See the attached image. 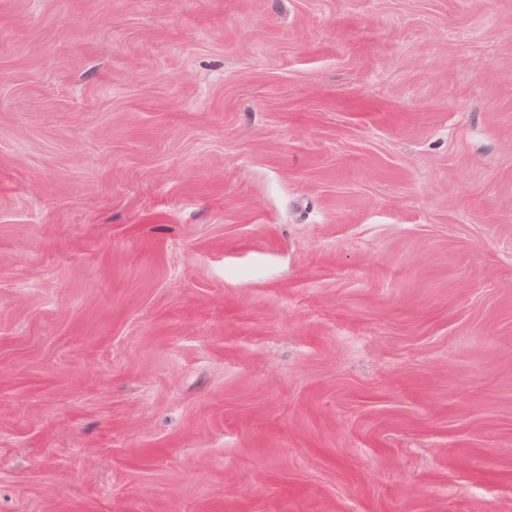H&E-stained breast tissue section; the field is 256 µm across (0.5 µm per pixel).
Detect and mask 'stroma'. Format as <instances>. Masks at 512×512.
Returning a JSON list of instances; mask_svg holds the SVG:
<instances>
[{
	"label": "stroma",
	"mask_w": 512,
	"mask_h": 512,
	"mask_svg": "<svg viewBox=\"0 0 512 512\" xmlns=\"http://www.w3.org/2000/svg\"><path fill=\"white\" fill-rule=\"evenodd\" d=\"M0 512H512V0H0Z\"/></svg>",
	"instance_id": "1"
}]
</instances>
